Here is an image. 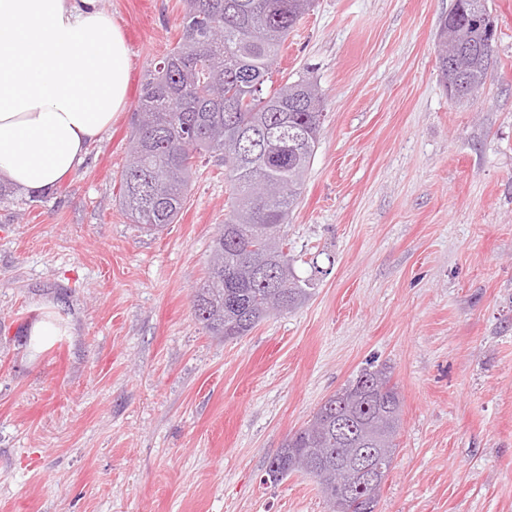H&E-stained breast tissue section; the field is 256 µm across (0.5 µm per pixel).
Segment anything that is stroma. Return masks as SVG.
I'll return each mask as SVG.
<instances>
[{
	"label": "stroma",
	"instance_id": "1",
	"mask_svg": "<svg viewBox=\"0 0 512 512\" xmlns=\"http://www.w3.org/2000/svg\"><path fill=\"white\" fill-rule=\"evenodd\" d=\"M98 5L129 48L126 109L74 174L0 202V512H329L311 476L266 482L267 461L381 366L403 406L375 512H512V0H488L495 62L465 104L435 52L453 0H316L274 73L326 97L282 227L311 295L237 339L191 308L223 163L198 160L162 232L119 201L130 111L183 0Z\"/></svg>",
	"mask_w": 512,
	"mask_h": 512
}]
</instances>
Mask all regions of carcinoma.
Instances as JSON below:
<instances>
[{"instance_id":"1","label":"carcinoma","mask_w":512,"mask_h":512,"mask_svg":"<svg viewBox=\"0 0 512 512\" xmlns=\"http://www.w3.org/2000/svg\"><path fill=\"white\" fill-rule=\"evenodd\" d=\"M487 0H454L436 38L440 78L460 81L458 102L484 90L496 36ZM315 0H184L181 35L142 86L131 116V151L121 173V205L134 223L160 232L187 199L197 156L224 159L229 187L224 224L214 240L193 314L214 336L247 335L278 305L289 311L309 296L283 248L281 228L298 204L320 142L324 98L301 77L270 93L272 66L288 33ZM454 56H448V43ZM402 398L384 368L360 372L330 396L315 418L270 457L267 481L323 469L321 455L348 456L388 445L384 426Z\"/></svg>"}]
</instances>
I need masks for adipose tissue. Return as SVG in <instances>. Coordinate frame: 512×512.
I'll return each mask as SVG.
<instances>
[{
  "instance_id": "adipose-tissue-1",
  "label": "adipose tissue",
  "mask_w": 512,
  "mask_h": 512,
  "mask_svg": "<svg viewBox=\"0 0 512 512\" xmlns=\"http://www.w3.org/2000/svg\"><path fill=\"white\" fill-rule=\"evenodd\" d=\"M128 60L97 0H0V176L38 192L77 171L125 108Z\"/></svg>"
}]
</instances>
